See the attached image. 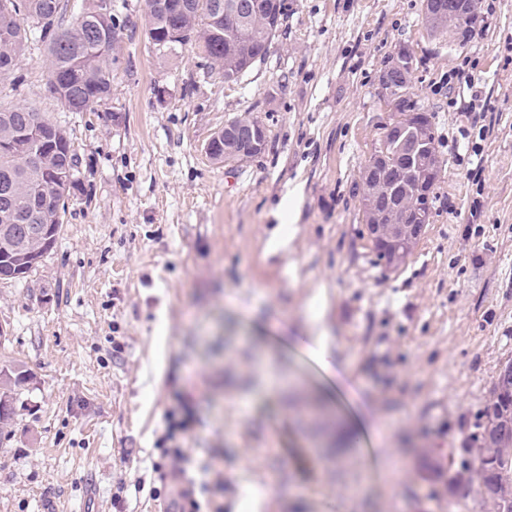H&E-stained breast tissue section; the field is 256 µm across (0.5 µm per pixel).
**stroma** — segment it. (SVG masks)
I'll list each match as a JSON object with an SVG mask.
<instances>
[{"label": "stroma", "mask_w": 512, "mask_h": 512, "mask_svg": "<svg viewBox=\"0 0 512 512\" xmlns=\"http://www.w3.org/2000/svg\"><path fill=\"white\" fill-rule=\"evenodd\" d=\"M287 6L237 83L194 44L155 46L143 0H112V87L90 111L51 95L38 33L0 74V105L46 113L78 158L54 248L0 280V365L34 375L0 442V512H163L172 486L150 462L183 399L195 422L175 443L213 458L223 512H485L424 466L476 463L512 359V0H473L462 48L429 31L422 0ZM401 47L441 174L426 234L392 272L367 241L360 172L392 117L378 75ZM238 118L265 127L264 152L207 159ZM277 234L287 251L267 250ZM302 336L351 374L358 405L295 420L326 385ZM281 374L298 385L262 390ZM359 405L390 425L387 455L345 426Z\"/></svg>", "instance_id": "1"}]
</instances>
